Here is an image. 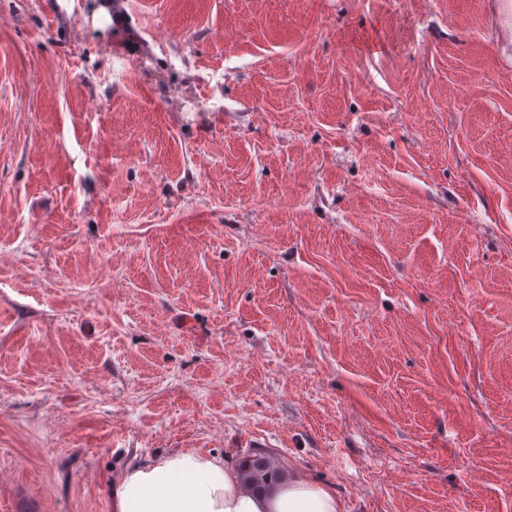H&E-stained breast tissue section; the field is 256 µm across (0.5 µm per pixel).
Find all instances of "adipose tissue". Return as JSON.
Returning <instances> with one entry per match:
<instances>
[{
    "instance_id": "ef3b65f1",
    "label": "adipose tissue",
    "mask_w": 512,
    "mask_h": 512,
    "mask_svg": "<svg viewBox=\"0 0 512 512\" xmlns=\"http://www.w3.org/2000/svg\"><path fill=\"white\" fill-rule=\"evenodd\" d=\"M115 512H342L335 492L292 474L257 490L223 460L183 450L124 471Z\"/></svg>"
}]
</instances>
